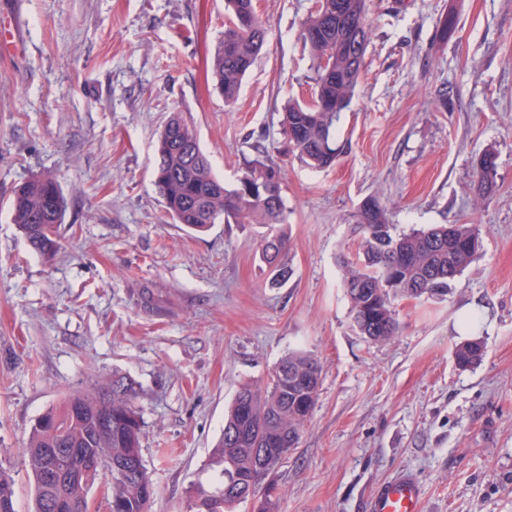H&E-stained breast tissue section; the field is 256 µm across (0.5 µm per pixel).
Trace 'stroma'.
<instances>
[{
    "label": "stroma",
    "mask_w": 512,
    "mask_h": 512,
    "mask_svg": "<svg viewBox=\"0 0 512 512\" xmlns=\"http://www.w3.org/2000/svg\"><path fill=\"white\" fill-rule=\"evenodd\" d=\"M268 42L233 109L207 78L224 0H0L15 51L0 55V204L53 174L67 200L61 248L32 251L0 207V467L32 512L25 448L47 410L122 377L146 423L150 512H190L241 384L315 357L321 384L296 448L235 512H366L382 482L413 478L422 512H512V0H368L371 42L337 127L344 150L313 169L289 159L278 283L262 224L188 233L164 213L155 146L170 112L194 127L233 187L243 156L282 147L281 112L309 99L300 37L316 0H255ZM455 30L438 40L440 17ZM448 89L447 102L439 92ZM497 156L481 202L473 171ZM377 197L396 233L473 224L483 247L439 299L394 302L400 331L355 329L343 262L352 215ZM484 355L459 369L465 308Z\"/></svg>",
    "instance_id": "1"
}]
</instances>
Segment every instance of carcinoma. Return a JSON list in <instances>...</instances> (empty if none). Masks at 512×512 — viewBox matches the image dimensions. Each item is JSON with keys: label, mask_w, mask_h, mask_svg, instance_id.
I'll return each instance as SVG.
<instances>
[{"label": "carcinoma", "mask_w": 512, "mask_h": 512, "mask_svg": "<svg viewBox=\"0 0 512 512\" xmlns=\"http://www.w3.org/2000/svg\"><path fill=\"white\" fill-rule=\"evenodd\" d=\"M229 23L211 57L210 70L224 104L237 101L243 77L254 65L267 40V28L253 8V0H224ZM243 16L252 18L246 26ZM302 40L314 67L311 98L284 108L281 134L285 154L307 166H332L343 148L337 142V124L356 92L370 41L366 0H318L316 10L302 23ZM280 159L257 151L243 162L242 174L231 189L213 172L195 130L179 112L168 115L157 140L154 183L165 213L191 232L203 233L215 224H265L274 232L263 247L264 261L278 267L285 238L276 226L288 223L281 188ZM495 173L475 169L474 188L490 200ZM12 223L18 225L30 248L44 257L60 249L59 226L64 223L65 200L50 174L34 175L15 187L6 202ZM359 240L354 259L345 265L344 287L354 327L371 342H383L399 330L393 300L400 296H444L456 278L475 259L478 237L470 224H457L453 232L440 224L408 234L395 233L386 207L370 197L353 215ZM481 341L467 340L456 347L454 359L461 369L481 360ZM321 366L303 352H292L275 366L264 386L243 384L224 419V433L213 450L211 465L219 477L191 486L194 512H232L255 495L273 469L257 467L259 453L272 450L285 457L296 447L318 397ZM144 421L134 405V388L122 378L106 391L78 390L60 408H52L34 424L25 454L35 487L34 512H49L46 472L51 466L44 448H85L112 452L134 480L112 481V501L118 512H148L150 501L137 487L153 485L141 449ZM14 479L0 468V512H16Z\"/></svg>", "instance_id": "1"}]
</instances>
